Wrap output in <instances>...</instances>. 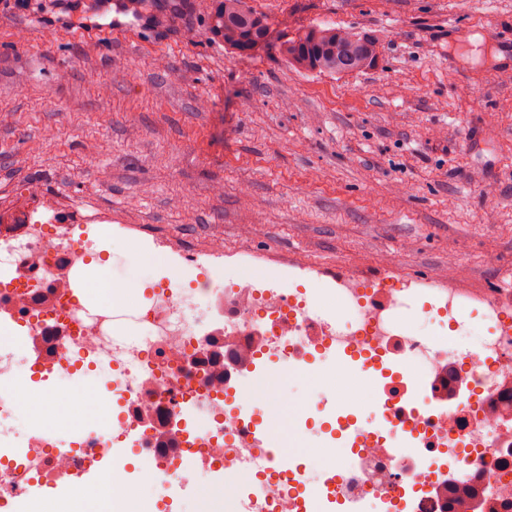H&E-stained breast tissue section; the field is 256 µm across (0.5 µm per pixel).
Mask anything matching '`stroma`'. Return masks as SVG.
<instances>
[{"mask_svg": "<svg viewBox=\"0 0 512 512\" xmlns=\"http://www.w3.org/2000/svg\"><path fill=\"white\" fill-rule=\"evenodd\" d=\"M244 4L270 34L242 56L210 30L215 0L0 11V222L44 197L74 224L105 211L162 243L160 267L195 256L220 283H511L512 0ZM314 25L370 31L378 67L288 64L279 42Z\"/></svg>", "mask_w": 512, "mask_h": 512, "instance_id": "1", "label": "stroma"}]
</instances>
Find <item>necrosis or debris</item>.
<instances>
[{
    "mask_svg": "<svg viewBox=\"0 0 512 512\" xmlns=\"http://www.w3.org/2000/svg\"><path fill=\"white\" fill-rule=\"evenodd\" d=\"M109 216L79 237L49 207L0 226V417L29 374L60 379L56 415L31 408L14 449L0 433V512H87L111 476L112 512H156L208 476L195 512H448V489L475 485L478 512H512V286L407 288L343 273L335 287L250 277L216 288L160 275L130 295L138 335L89 303L73 274L96 250L120 251ZM459 329L480 315L478 352L399 324L408 311ZM344 374L335 440L311 481L280 428L301 433L325 402H286L278 374ZM368 414L371 425L358 422Z\"/></svg>",
    "mask_w": 512,
    "mask_h": 512,
    "instance_id": "4bbe7bcc",
    "label": "necrosis or debris"
}]
</instances>
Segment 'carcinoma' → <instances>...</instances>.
Instances as JSON below:
<instances>
[{
    "instance_id": "obj_1",
    "label": "carcinoma",
    "mask_w": 512,
    "mask_h": 512,
    "mask_svg": "<svg viewBox=\"0 0 512 512\" xmlns=\"http://www.w3.org/2000/svg\"><path fill=\"white\" fill-rule=\"evenodd\" d=\"M212 29L224 47L237 55L266 45L268 18L247 10L242 0H224V9L212 13ZM279 51L295 68L324 74L363 71L376 66V38L365 31L311 26L279 44Z\"/></svg>"
}]
</instances>
